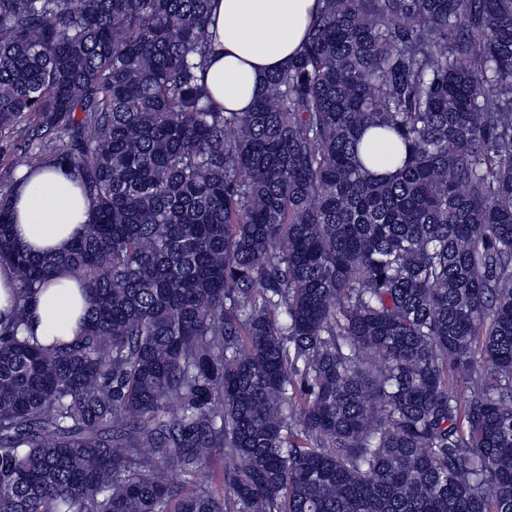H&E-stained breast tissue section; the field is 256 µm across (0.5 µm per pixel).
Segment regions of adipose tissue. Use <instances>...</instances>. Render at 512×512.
I'll use <instances>...</instances> for the list:
<instances>
[{
  "instance_id": "1",
  "label": "adipose tissue",
  "mask_w": 512,
  "mask_h": 512,
  "mask_svg": "<svg viewBox=\"0 0 512 512\" xmlns=\"http://www.w3.org/2000/svg\"><path fill=\"white\" fill-rule=\"evenodd\" d=\"M213 53L204 74L212 97L228 112L248 111L267 77L302 49L317 0H212ZM20 248L59 252L84 231L92 203L70 170L51 166L11 188ZM79 283L61 270L27 303L26 334L45 347L70 342L88 309Z\"/></svg>"
}]
</instances>
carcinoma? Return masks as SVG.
<instances>
[{
  "mask_svg": "<svg viewBox=\"0 0 512 512\" xmlns=\"http://www.w3.org/2000/svg\"><path fill=\"white\" fill-rule=\"evenodd\" d=\"M210 3L0 0V152L92 202L31 254L0 189V512H512V0H319L248 112ZM18 283L13 270L8 266H0V313L7 319L14 307V296ZM67 271L60 270L27 303L28 325L25 336L51 347L59 342H71L80 332L81 322L88 309L86 293Z\"/></svg>",
  "mask_w": 512,
  "mask_h": 512,
  "instance_id": "obj_1",
  "label": "carcinoma"
}]
</instances>
